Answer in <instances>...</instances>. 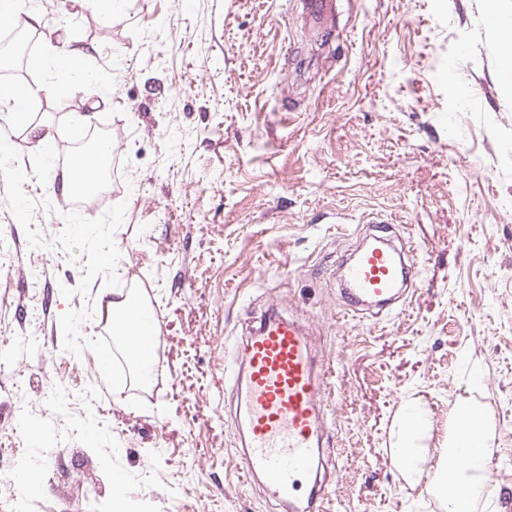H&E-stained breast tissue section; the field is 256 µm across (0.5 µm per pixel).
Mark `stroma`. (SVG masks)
Here are the masks:
<instances>
[{
	"mask_svg": "<svg viewBox=\"0 0 512 512\" xmlns=\"http://www.w3.org/2000/svg\"><path fill=\"white\" fill-rule=\"evenodd\" d=\"M69 70L0 63L43 92L56 141L101 131L97 198L57 194L48 152L0 172V478L20 512H288L246 480L224 358L278 309L330 376L336 470L321 512H448L396 463L412 409L437 456L460 411L498 448L468 512H512V36L487 0H35ZM460 88L440 79L459 56ZM69 88L67 98L58 88ZM388 221L419 272L401 311L346 312L338 264ZM157 313L149 383L98 341L96 297ZM126 475L114 486L112 475Z\"/></svg>",
	"mask_w": 512,
	"mask_h": 512,
	"instance_id": "stroma-1",
	"label": "stroma"
}]
</instances>
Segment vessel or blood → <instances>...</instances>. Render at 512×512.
Segmentation results:
<instances>
[{
	"instance_id": "obj_1",
	"label": "vessel or blood",
	"mask_w": 512,
	"mask_h": 512,
	"mask_svg": "<svg viewBox=\"0 0 512 512\" xmlns=\"http://www.w3.org/2000/svg\"><path fill=\"white\" fill-rule=\"evenodd\" d=\"M414 262L394 247L359 252L345 269L343 291L350 311L367 302L391 304L406 291ZM137 326L122 337L126 346L151 349L158 318L136 304ZM224 382L243 391L238 419L246 431L240 453L247 476H263L271 495H290L308 474L335 462L326 450V375L312 356L302 325L278 311L262 315L257 328L224 360ZM458 461L485 483L495 481L496 449L476 438L466 419L456 424Z\"/></svg>"
}]
</instances>
